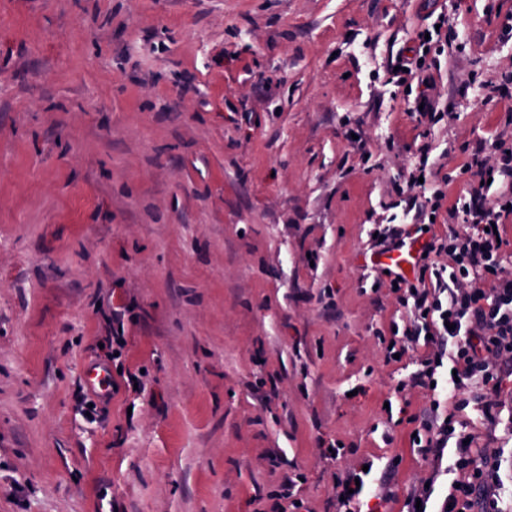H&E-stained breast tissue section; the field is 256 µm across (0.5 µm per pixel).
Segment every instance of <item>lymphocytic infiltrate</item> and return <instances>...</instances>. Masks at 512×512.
<instances>
[{
	"instance_id": "lymphocytic-infiltrate-1",
	"label": "lymphocytic infiltrate",
	"mask_w": 512,
	"mask_h": 512,
	"mask_svg": "<svg viewBox=\"0 0 512 512\" xmlns=\"http://www.w3.org/2000/svg\"><path fill=\"white\" fill-rule=\"evenodd\" d=\"M448 215L461 217L463 228L431 236L422 245L416 279L391 274L397 302L410 317L405 344L388 346V355L403 356L410 346H423L414 385L435 384L457 397L452 413L432 400L412 439L431 473L411 497L429 503L434 485L444 478L449 489L440 512H503L502 451L469 444V423L455 413L473 403L487 425H496L503 387L512 379V276L499 265L496 234L512 219V209L503 203L488 207L474 191Z\"/></svg>"
}]
</instances>
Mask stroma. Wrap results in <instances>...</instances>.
I'll return each mask as SVG.
<instances>
[{"label": "stroma", "instance_id": "obj_1", "mask_svg": "<svg viewBox=\"0 0 512 512\" xmlns=\"http://www.w3.org/2000/svg\"><path fill=\"white\" fill-rule=\"evenodd\" d=\"M442 13L433 124L388 66ZM511 75L512 0H0V512H271L287 478L335 512L366 460L362 512H404L448 392L385 361L369 232L422 150L427 192L477 186ZM369 469L367 472L361 469L348 468L343 474L337 475L334 488L336 490V512H362L360 496L364 489L363 476L367 475L371 470V465L367 464ZM355 479H359L360 486H356ZM349 489H353V493H348ZM344 497V500H341Z\"/></svg>", "mask_w": 512, "mask_h": 512}]
</instances>
